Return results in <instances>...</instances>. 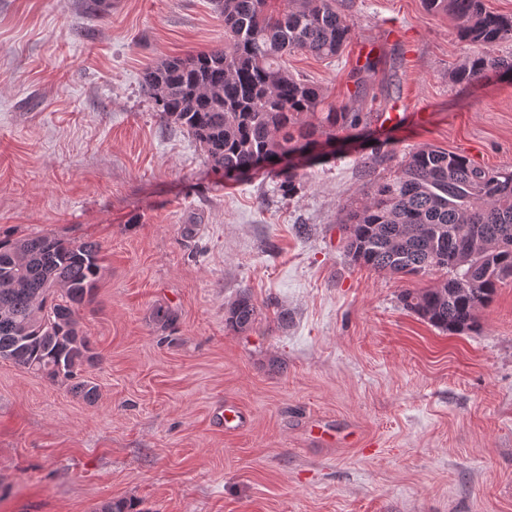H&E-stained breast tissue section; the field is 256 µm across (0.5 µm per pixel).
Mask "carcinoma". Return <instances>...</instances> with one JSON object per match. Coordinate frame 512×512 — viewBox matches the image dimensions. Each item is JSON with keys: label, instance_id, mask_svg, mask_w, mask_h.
<instances>
[{"label": "carcinoma", "instance_id": "cac0c4a2", "mask_svg": "<svg viewBox=\"0 0 512 512\" xmlns=\"http://www.w3.org/2000/svg\"><path fill=\"white\" fill-rule=\"evenodd\" d=\"M224 44L171 57L149 68L143 85L161 116L201 145L228 178L275 170V191L299 188V171L321 159L339 134L365 130L373 113L327 102L323 89L284 65L291 52L334 58L352 37L351 0H214ZM456 22L460 40L483 47L512 39V17L485 0H422ZM490 71L512 72V58L477 53L458 66L471 86ZM370 200L345 210L344 251L378 273L413 277L442 271L425 290L406 289L403 306L452 334L478 327V313L512 282V171H489L455 152L420 147L399 171L370 182ZM101 246L50 234L0 237V360L96 401L83 376L96 354L76 312L95 299ZM257 308L243 291L228 305L227 326L252 328Z\"/></svg>", "mask_w": 512, "mask_h": 512}]
</instances>
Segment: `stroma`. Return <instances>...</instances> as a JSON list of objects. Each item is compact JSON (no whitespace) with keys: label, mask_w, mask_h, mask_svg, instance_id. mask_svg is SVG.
I'll use <instances>...</instances> for the list:
<instances>
[{"label":"stroma","mask_w":512,"mask_h":512,"mask_svg":"<svg viewBox=\"0 0 512 512\" xmlns=\"http://www.w3.org/2000/svg\"><path fill=\"white\" fill-rule=\"evenodd\" d=\"M86 2L0 0V233L105 255L78 311L98 399L0 360V512H512V282L478 331H440L400 294L442 273L353 264L338 223L370 189L375 140L383 176L425 145L512 170V73L459 85L477 47L451 18L353 0L341 54L296 52L289 71L333 104L397 103L429 125L372 124L283 198L269 171L211 169L142 86L155 64L223 43L212 0ZM244 290L258 317L238 333L224 312Z\"/></svg>","instance_id":"1"}]
</instances>
